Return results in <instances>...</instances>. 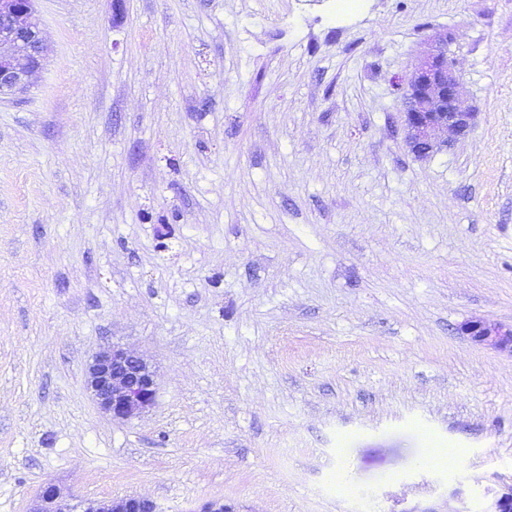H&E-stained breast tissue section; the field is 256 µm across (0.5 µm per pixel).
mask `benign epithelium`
Masks as SVG:
<instances>
[{"label": "benign epithelium", "mask_w": 512, "mask_h": 512, "mask_svg": "<svg viewBox=\"0 0 512 512\" xmlns=\"http://www.w3.org/2000/svg\"><path fill=\"white\" fill-rule=\"evenodd\" d=\"M36 0H0V99L26 92L31 76L45 66L48 47ZM451 37L437 33L429 51L415 60L404 97V135L411 152L428 156L462 137L476 113L465 107L460 76L448 60ZM458 332L479 345L512 355V324L487 320L462 323ZM85 385L97 407L115 421L127 422L155 400V375L148 361L123 346L96 352L87 366ZM30 512H156L155 504L135 496L75 499L46 482ZM484 512H512V486L493 494Z\"/></svg>", "instance_id": "obj_1"}]
</instances>
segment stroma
<instances>
[{
	"label": "stroma",
	"mask_w": 512,
	"mask_h": 512,
	"mask_svg": "<svg viewBox=\"0 0 512 512\" xmlns=\"http://www.w3.org/2000/svg\"><path fill=\"white\" fill-rule=\"evenodd\" d=\"M332 2L38 0L47 64L0 100V512L47 481L157 512L512 485V355L457 332L512 324V0ZM439 30L477 118L418 158ZM111 343L156 370L128 422L85 387ZM433 441L463 467L417 466Z\"/></svg>",
	"instance_id": "1"
}]
</instances>
